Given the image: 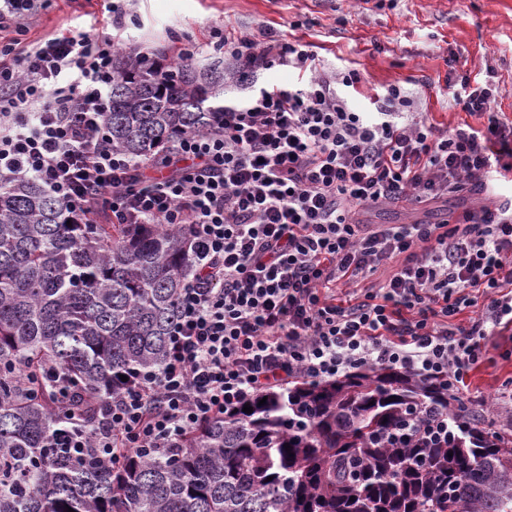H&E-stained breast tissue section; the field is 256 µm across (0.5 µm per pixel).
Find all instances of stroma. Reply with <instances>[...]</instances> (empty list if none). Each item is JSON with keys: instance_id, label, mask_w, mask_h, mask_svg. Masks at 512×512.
<instances>
[{"instance_id": "35a3bbf8", "label": "stroma", "mask_w": 512, "mask_h": 512, "mask_svg": "<svg viewBox=\"0 0 512 512\" xmlns=\"http://www.w3.org/2000/svg\"><path fill=\"white\" fill-rule=\"evenodd\" d=\"M126 51L163 52L168 61L187 52L195 64L221 60V53L195 52L213 28L235 34L271 26L311 42L319 64L327 70L360 72L358 92L348 93L351 107L369 108L389 85L410 92L412 109L428 113L441 127L468 118L456 105L447 79L469 75L493 78L500 94L493 108L512 119V0H123ZM112 0H54L36 22L32 35L51 38L66 29L95 28L112 33ZM453 66H446V58ZM463 194L422 206L406 203L364 213L370 224L430 223L481 203ZM485 361L460 386V396L472 399L475 414L497 427L512 426L499 395L512 391V332L487 340Z\"/></svg>"}]
</instances>
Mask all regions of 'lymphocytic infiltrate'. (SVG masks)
I'll return each mask as SVG.
<instances>
[{
	"mask_svg": "<svg viewBox=\"0 0 512 512\" xmlns=\"http://www.w3.org/2000/svg\"><path fill=\"white\" fill-rule=\"evenodd\" d=\"M49 2L0 0V185L36 180L81 224L188 225L194 253L163 365L116 387L98 429L73 425L62 447L115 465L131 450L149 457L257 395L368 367L454 395L486 338L512 331V196L452 225L359 219L512 184V122L492 108L493 83L467 78L454 94L479 128L438 127L397 85L357 112L338 88L361 83L358 71L319 69L311 43L271 28H217L208 43L246 101L138 159L104 125L121 37L29 39ZM275 67L308 80L258 85ZM389 263L384 282L353 290Z\"/></svg>",
	"mask_w": 512,
	"mask_h": 512,
	"instance_id": "lymphocytic-infiltrate-1",
	"label": "lymphocytic infiltrate"
}]
</instances>
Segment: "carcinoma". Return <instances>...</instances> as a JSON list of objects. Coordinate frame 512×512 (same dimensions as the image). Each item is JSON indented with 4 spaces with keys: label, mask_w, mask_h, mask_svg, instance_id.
Wrapping results in <instances>:
<instances>
[{
    "label": "carcinoma",
    "mask_w": 512,
    "mask_h": 512,
    "mask_svg": "<svg viewBox=\"0 0 512 512\" xmlns=\"http://www.w3.org/2000/svg\"><path fill=\"white\" fill-rule=\"evenodd\" d=\"M226 84L218 63L117 54L112 147L146 157L207 129ZM67 220L33 179L0 188V372L51 364L72 394L0 379V512H512V436L393 368L300 380L116 466L59 447L69 416L92 431L121 376L162 365L192 261L184 227ZM427 407L448 414V445L401 435Z\"/></svg>",
    "instance_id": "obj_1"
}]
</instances>
